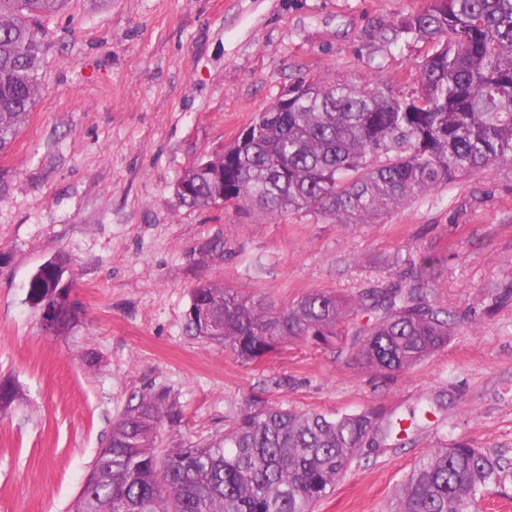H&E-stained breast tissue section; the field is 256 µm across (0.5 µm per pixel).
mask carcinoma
Here are the masks:
<instances>
[{
    "mask_svg": "<svg viewBox=\"0 0 512 512\" xmlns=\"http://www.w3.org/2000/svg\"><path fill=\"white\" fill-rule=\"evenodd\" d=\"M69 0H0V152L25 124L42 87L38 21ZM432 42L418 90L396 97L383 87L321 79L288 86L221 153L194 161L176 179L190 207L224 199L271 217L313 211L336 224H366L431 189L512 162V0H428L394 35ZM68 255L41 266L29 297L73 327L61 285ZM436 263L420 256L403 279L358 301L319 290L283 307L245 298L222 283L192 291L186 327L219 336L238 360L259 362L291 341L342 339L346 318L364 326L351 347L379 374L402 372L448 346L451 323L434 304ZM444 407L427 398L406 415L373 409L335 417L274 405L251 406L224 437L172 448L159 457L163 394L143 396L113 423L73 512H313L361 449L390 447ZM500 461L460 441L421 460L389 512H478L484 491L504 481Z\"/></svg>",
    "mask_w": 512,
    "mask_h": 512,
    "instance_id": "carcinoma-1",
    "label": "carcinoma"
}]
</instances>
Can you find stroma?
I'll return each instance as SVG.
<instances>
[{
    "instance_id": "35a3bbf8",
    "label": "stroma",
    "mask_w": 512,
    "mask_h": 512,
    "mask_svg": "<svg viewBox=\"0 0 512 512\" xmlns=\"http://www.w3.org/2000/svg\"><path fill=\"white\" fill-rule=\"evenodd\" d=\"M427 0H70L42 19V90L0 154V512H71L131 399L166 395L159 450L209 443L250 404L408 414L443 402L399 447L366 448L315 512H386L420 459L457 440L500 459L512 512V164L453 180L367 224L189 208L176 178L224 148L299 78L395 95L429 46L394 25ZM64 252L82 320L44 335L28 282ZM439 262L448 346L387 377L342 343L245 364L191 335V291L221 282L282 306L348 298Z\"/></svg>"
}]
</instances>
